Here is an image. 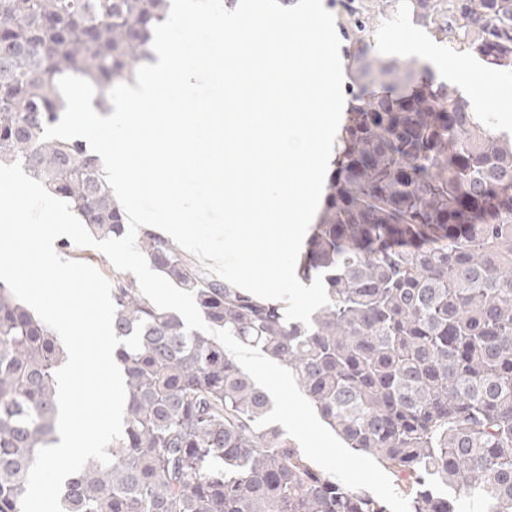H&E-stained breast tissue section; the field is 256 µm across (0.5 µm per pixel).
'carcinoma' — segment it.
Instances as JSON below:
<instances>
[{"label":"carcinoma","instance_id":"obj_1","mask_svg":"<svg viewBox=\"0 0 512 512\" xmlns=\"http://www.w3.org/2000/svg\"><path fill=\"white\" fill-rule=\"evenodd\" d=\"M432 21L431 0H408ZM168 0H0V162L22 163L70 200L98 240L123 215L77 140L42 139L89 80L95 104L148 58ZM459 48L512 75V0H448ZM350 102L297 276L330 299L311 326L285 319L149 230L154 270L194 291L204 321L288 367L323 421L400 481L410 512H457V495L512 512V133L472 112L457 85L372 46L348 49ZM124 429L108 466L62 486V512H390L315 467L257 421L267 393L213 336L186 331L127 273L112 272ZM54 330L0 282V512H20L37 451L56 441Z\"/></svg>","mask_w":512,"mask_h":512}]
</instances>
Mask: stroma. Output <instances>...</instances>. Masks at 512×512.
<instances>
[{
	"instance_id": "stroma-1",
	"label": "stroma",
	"mask_w": 512,
	"mask_h": 512,
	"mask_svg": "<svg viewBox=\"0 0 512 512\" xmlns=\"http://www.w3.org/2000/svg\"><path fill=\"white\" fill-rule=\"evenodd\" d=\"M332 11L339 37H346L350 13H359L374 30L376 48L383 54L409 59V52L401 43L402 37L419 39L433 47L436 60L431 68L437 78L454 81L459 88L474 82L492 80L494 98L480 106V113L489 114L496 127L512 131V76L487 67L477 57L454 49L444 34L434 26L416 23L403 8V0H325Z\"/></svg>"
}]
</instances>
